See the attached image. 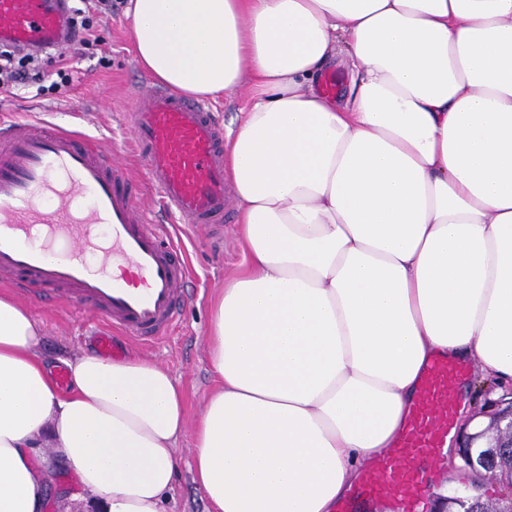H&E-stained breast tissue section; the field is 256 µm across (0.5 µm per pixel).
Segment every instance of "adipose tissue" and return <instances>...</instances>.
<instances>
[{
  "label": "adipose tissue",
  "mask_w": 512,
  "mask_h": 512,
  "mask_svg": "<svg viewBox=\"0 0 512 512\" xmlns=\"http://www.w3.org/2000/svg\"><path fill=\"white\" fill-rule=\"evenodd\" d=\"M129 2L156 80L250 91L226 148L245 261L211 305L193 480L209 512H333L431 358L512 379V0ZM41 339L0 292V512H44L46 440L105 512H165L171 372L81 352L63 392Z\"/></svg>",
  "instance_id": "1"
}]
</instances>
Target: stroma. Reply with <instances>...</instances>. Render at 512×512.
Returning <instances> with one entry per match:
<instances>
[{
  "instance_id": "obj_1",
  "label": "stroma",
  "mask_w": 512,
  "mask_h": 512,
  "mask_svg": "<svg viewBox=\"0 0 512 512\" xmlns=\"http://www.w3.org/2000/svg\"><path fill=\"white\" fill-rule=\"evenodd\" d=\"M110 16L99 23L93 49L74 46L67 57L72 82L57 90L37 95L0 94V116L33 117L82 130L105 145L125 149L123 115L130 104L129 92L149 75L136 60L130 43L129 0H113ZM238 213H231L224 226V243L180 236L193 268L192 293L185 300L178 324L168 338L152 344H138L123 336L114 341L124 358H142L167 367L184 391L186 427L181 442V462L174 489L167 503L169 512H208L209 505L192 480L190 449L198 415L214 388L208 357L210 303L242 265L244 256L238 242ZM17 299L40 324L44 339L41 353L49 362L76 350H92V324L84 314L69 307H56L25 294ZM470 486L469 471L463 464L435 469L423 491L420 512H432L437 497L462 495ZM46 512H102L97 501L85 493L76 474L68 467L56 470L50 481Z\"/></svg>"
}]
</instances>
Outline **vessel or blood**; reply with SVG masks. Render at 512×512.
Masks as SVG:
<instances>
[{
  "label": "vessel or blood",
  "mask_w": 512,
  "mask_h": 512,
  "mask_svg": "<svg viewBox=\"0 0 512 512\" xmlns=\"http://www.w3.org/2000/svg\"><path fill=\"white\" fill-rule=\"evenodd\" d=\"M70 35L68 0H0L1 44L59 49ZM131 102L125 121L138 177L96 138L51 122L0 120V283L94 313L96 349L107 358L114 334L163 338L189 292L184 251L167 226L150 222L145 187L185 231L217 241L231 209L224 129L211 109L154 84L134 88ZM467 373L458 359L427 364L405 429L365 473L358 497L418 512Z\"/></svg>",
  "instance_id": "1"
}]
</instances>
